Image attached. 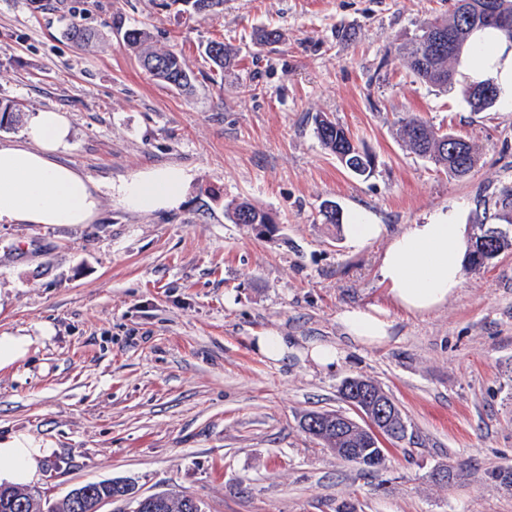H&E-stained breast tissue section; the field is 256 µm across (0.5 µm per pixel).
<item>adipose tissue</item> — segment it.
<instances>
[{"instance_id": "obj_1", "label": "adipose tissue", "mask_w": 512, "mask_h": 512, "mask_svg": "<svg viewBox=\"0 0 512 512\" xmlns=\"http://www.w3.org/2000/svg\"><path fill=\"white\" fill-rule=\"evenodd\" d=\"M488 53L463 60L462 70L475 80L494 81L512 99V50L496 33L481 37ZM69 121L63 113L42 110L26 128L19 144H0V224H87L97 215L100 199L89 176L60 162ZM187 181L183 169L167 166L141 172L118 190L131 211L154 212L178 207ZM467 242L463 225L448 217L410 225L392 238L380 266L394 303L413 313L433 311L459 288ZM349 339L379 346L390 338V322L377 309H349L340 316ZM52 448L19 433L0 439V482L33 486L43 478Z\"/></svg>"}]
</instances>
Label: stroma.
I'll use <instances>...</instances> for the list:
<instances>
[{
	"label": "stroma",
	"mask_w": 512,
	"mask_h": 512,
	"mask_svg": "<svg viewBox=\"0 0 512 512\" xmlns=\"http://www.w3.org/2000/svg\"><path fill=\"white\" fill-rule=\"evenodd\" d=\"M453 0H224L198 16L180 0H0V106L21 140L41 110L66 113L55 158L100 188L89 224H0V333L52 330L22 364L0 370V437L49 441L39 485L131 480L174 487L205 512H512L492 471L512 466V250L464 271L430 314L396 306L379 268L389 240L444 214L495 224L512 186V108L471 111L411 72L401 45ZM80 22L95 38L74 47ZM130 28L178 51L188 89L154 79L123 42ZM278 30L260 45L262 29ZM219 40L237 52L217 73ZM326 116L375 158L368 178L324 149ZM421 118L474 143L479 159L452 179L399 135ZM166 166L190 177L179 208L128 211L117 187ZM246 201L271 230L229 220ZM363 212L382 236L349 246L325 223ZM377 307L391 322L377 347L339 321ZM265 333L293 351L273 363L252 347ZM339 347L316 367L310 343ZM383 388L407 422L374 473L343 462L299 426L312 411L350 413L342 381ZM453 468L444 482L439 473Z\"/></svg>",
	"instance_id": "stroma-1"
}]
</instances>
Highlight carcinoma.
I'll return each mask as SVG.
<instances>
[{
    "instance_id": "carcinoma-1",
    "label": "carcinoma",
    "mask_w": 512,
    "mask_h": 512,
    "mask_svg": "<svg viewBox=\"0 0 512 512\" xmlns=\"http://www.w3.org/2000/svg\"><path fill=\"white\" fill-rule=\"evenodd\" d=\"M491 9L499 14L512 16V0H465V8L453 9L449 20L435 18L421 27V32L428 29L444 31L448 39V47L431 57L425 56L420 38L409 44L400 46L407 56L413 74L423 82L443 91L459 88L460 94L474 112H484L491 108L499 98V88L490 81H470L458 84L455 64L467 54H475L480 50L477 36L485 31H494L511 44L512 31L501 30L482 23L486 10ZM150 35L144 28H133L125 31L123 41L134 51L143 70L150 76L165 84L185 89L191 83V76L185 69L181 55L173 50L156 51L150 48ZM208 59L219 70H224L230 63L232 50L222 41H212L206 48ZM406 142L412 151L444 168L448 176L461 179L467 176L477 163V153L472 144H467L464 156L453 157L450 152L456 135L441 133L425 121L412 119L402 126ZM316 135L325 149L344 161V165L358 177L368 178L373 166L361 163L360 148L347 132L336 123L324 118L316 121ZM500 201L503 220L507 227L478 225L477 238L487 239L489 250L478 252L474 249L476 241H470L468 265L471 269L481 268L497 258L502 252L512 248V188L500 190ZM229 217L235 224H266L267 213L248 202L233 204L228 208ZM314 437L323 441L327 448L336 450V456L346 462L361 466L370 472L381 467L385 460V449L379 446L373 437L354 432L341 437L334 431L316 433ZM3 491L23 494V498L34 504V512H74L71 501L64 497L51 501L40 492L28 488H14L0 485Z\"/></svg>"
}]
</instances>
